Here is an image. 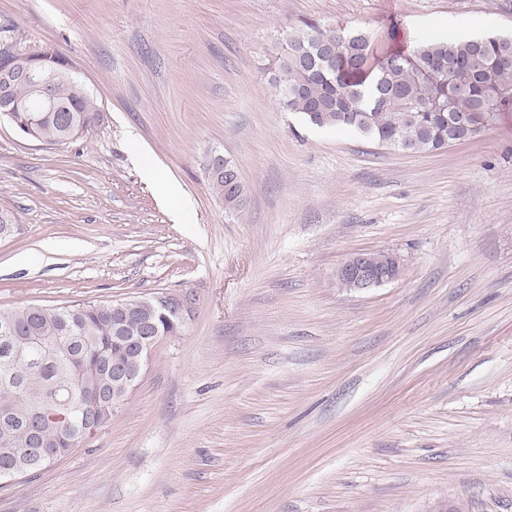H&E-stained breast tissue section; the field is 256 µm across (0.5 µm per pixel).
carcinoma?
Segmentation results:
<instances>
[{
  "label": "carcinoma",
  "instance_id": "obj_1",
  "mask_svg": "<svg viewBox=\"0 0 512 512\" xmlns=\"http://www.w3.org/2000/svg\"><path fill=\"white\" fill-rule=\"evenodd\" d=\"M396 24L373 37L341 27L307 24L288 35L277 55L272 86L283 107L317 127L353 130L382 147L429 152L448 147V112L471 113L474 122H490L512 109V41L495 34L458 41L427 38L409 51L396 47ZM21 130L31 129L50 146L74 142L70 132L89 135L103 118L96 99L71 79L57 87L67 112H42L25 84L13 90ZM230 160L207 165L209 188L224 210L238 212L247 201L242 182L230 185ZM152 312L154 335L163 339L185 329L172 311L155 309V294L134 297ZM117 300L70 301L56 306L25 305L0 313V468L17 465L31 472L30 422L58 409L54 397L81 399L97 387L112 390V377L95 371L97 353L112 349L113 336L143 335L129 316L113 329ZM45 438L66 454L72 436L47 424Z\"/></svg>",
  "mask_w": 512,
  "mask_h": 512
}]
</instances>
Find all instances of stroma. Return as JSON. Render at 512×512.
Returning <instances> with one entry per match:
<instances>
[{"mask_svg": "<svg viewBox=\"0 0 512 512\" xmlns=\"http://www.w3.org/2000/svg\"><path fill=\"white\" fill-rule=\"evenodd\" d=\"M452 19L512 35V0H0V44L64 57L104 115L65 146L0 122V311L197 299L111 421L0 485V512H512V111L406 153L271 85L303 23H394L404 49ZM217 153L240 212L211 194ZM366 251L400 276L342 287ZM223 161L224 164L222 162L217 166L213 157L210 158L207 165L209 188L214 198L224 205L225 211L238 212L243 210L246 205V189L241 180L230 187L232 174L228 169L237 167L230 160L224 158Z\"/></svg>", "mask_w": 512, "mask_h": 512, "instance_id": "stroma-1", "label": "stroma"}]
</instances>
